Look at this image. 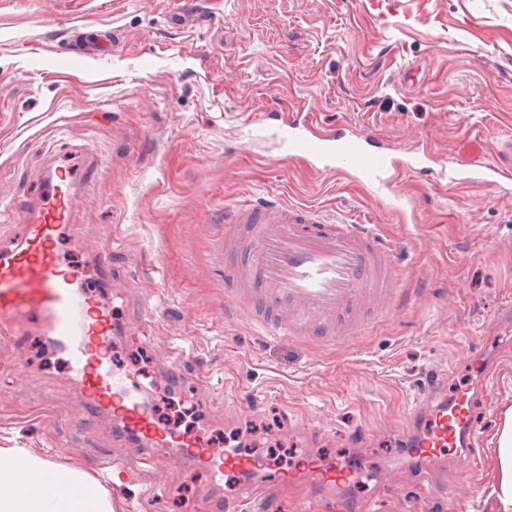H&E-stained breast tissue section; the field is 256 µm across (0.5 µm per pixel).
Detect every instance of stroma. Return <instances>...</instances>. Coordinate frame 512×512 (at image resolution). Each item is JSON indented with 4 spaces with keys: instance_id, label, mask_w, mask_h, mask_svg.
I'll list each match as a JSON object with an SVG mask.
<instances>
[{
    "instance_id": "1",
    "label": "stroma",
    "mask_w": 512,
    "mask_h": 512,
    "mask_svg": "<svg viewBox=\"0 0 512 512\" xmlns=\"http://www.w3.org/2000/svg\"><path fill=\"white\" fill-rule=\"evenodd\" d=\"M74 26L111 34V51L63 53ZM301 106L399 151L422 142L460 164L476 144L512 169V0H0V246L21 233L14 207L41 191L49 153L74 162L86 188L62 247L77 266L114 249L115 287L92 273L83 287L119 325L113 369L142 371L160 421L173 422L170 394L216 447L231 437L283 461L304 435L324 459L364 430V464L391 483L378 495L350 488L369 512H482L512 406V193L476 180L446 192L412 172L398 185L415 203L402 223L361 182L280 149ZM250 130L253 146L240 148ZM268 194L377 212L402 309L327 346L272 334L225 301L207 217ZM151 307L163 312L153 324ZM171 352L175 380L162 370ZM477 352L492 362L478 459L418 486L396 465L401 421L428 390L474 383ZM0 448L105 482L123 512H211L203 470L163 456L156 473L108 466L144 450L116 443L83 406L46 336L0 341Z\"/></svg>"
}]
</instances>
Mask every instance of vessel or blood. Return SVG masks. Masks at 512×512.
<instances>
[{
	"label": "vessel or blood",
	"mask_w": 512,
	"mask_h": 512,
	"mask_svg": "<svg viewBox=\"0 0 512 512\" xmlns=\"http://www.w3.org/2000/svg\"><path fill=\"white\" fill-rule=\"evenodd\" d=\"M289 157L307 160L316 170L354 175L381 197L388 210L405 214L407 199L395 188L401 171L429 169L435 157L424 145L396 163L388 148L364 130L346 124L324 128L317 113L300 111L284 139ZM477 179L500 188L512 171L479 163ZM81 191L67 164H48L43 189L17 211L22 236L0 248V334L26 336L34 322L45 324L57 349L66 355L83 405L110 417L119 442L171 449L175 458L210 477L211 501L224 504V477L235 475V503L292 484L307 487L315 501L345 503L351 481H373L359 454L321 463L283 468L273 460L245 456L239 448L213 447L205 430L176 429L157 418L138 374L112 369V319L100 300L81 288L85 271L65 258L60 242L78 208ZM372 217L347 219L272 199L244 198L224 209V231L213 243L223 256L227 234L236 236V254L224 262V296L242 308L241 292L251 284L263 303L252 318L274 333L314 336L327 345L343 344L348 330L330 329L374 302L376 314L398 308L399 277L389 247L372 229ZM482 399L473 387L453 397L428 394L402 426L399 451L407 469L421 481L451 461L474 463L477 439L474 410Z\"/></svg>",
	"instance_id": "b4317fda"
}]
</instances>
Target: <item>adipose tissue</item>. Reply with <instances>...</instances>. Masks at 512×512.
<instances>
[{"label":"adipose tissue","instance_id":"adipose-tissue-1","mask_svg":"<svg viewBox=\"0 0 512 512\" xmlns=\"http://www.w3.org/2000/svg\"><path fill=\"white\" fill-rule=\"evenodd\" d=\"M497 463L482 490L487 512H512V413L497 432ZM52 483L64 496L51 498ZM0 512H115L108 495L84 476L20 448H0Z\"/></svg>","mask_w":512,"mask_h":512}]
</instances>
